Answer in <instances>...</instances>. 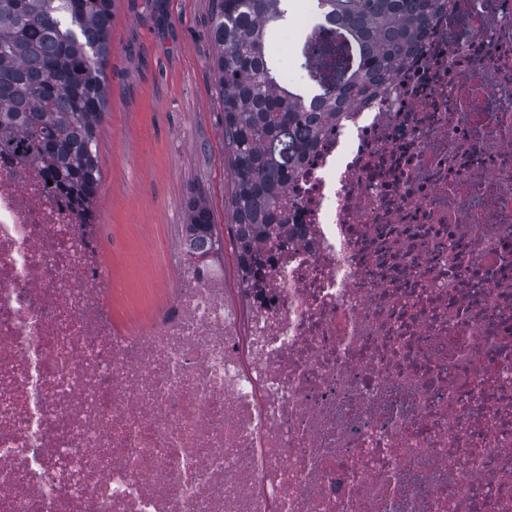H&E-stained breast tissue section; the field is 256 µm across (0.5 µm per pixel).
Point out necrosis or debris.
Segmentation results:
<instances>
[{
  "label": "necrosis or debris",
  "mask_w": 512,
  "mask_h": 512,
  "mask_svg": "<svg viewBox=\"0 0 512 512\" xmlns=\"http://www.w3.org/2000/svg\"><path fill=\"white\" fill-rule=\"evenodd\" d=\"M0 152V512H512V0H449L233 278L112 316L102 227Z\"/></svg>",
  "instance_id": "necrosis-or-debris-1"
}]
</instances>
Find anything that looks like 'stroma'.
<instances>
[{
  "label": "stroma",
  "mask_w": 512,
  "mask_h": 512,
  "mask_svg": "<svg viewBox=\"0 0 512 512\" xmlns=\"http://www.w3.org/2000/svg\"><path fill=\"white\" fill-rule=\"evenodd\" d=\"M211 0H114L107 113L99 133L103 178L95 200L105 260L128 291L112 298L122 322L181 235L185 202L205 195L224 224L230 176L224 105L213 66Z\"/></svg>",
  "instance_id": "35a3bbf8"
}]
</instances>
